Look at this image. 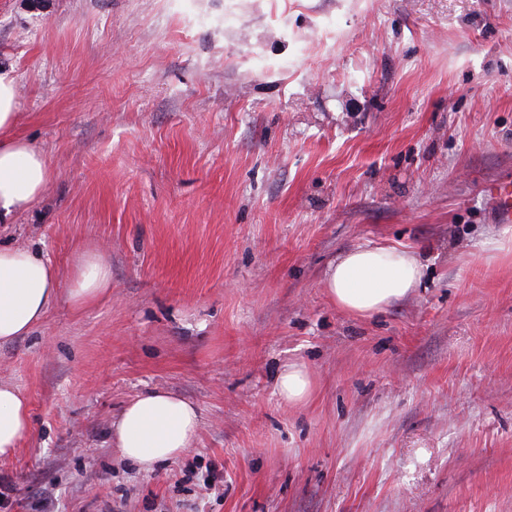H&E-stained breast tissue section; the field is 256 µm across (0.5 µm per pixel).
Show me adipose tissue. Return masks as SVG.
Instances as JSON below:
<instances>
[{
  "label": "adipose tissue",
  "mask_w": 512,
  "mask_h": 512,
  "mask_svg": "<svg viewBox=\"0 0 512 512\" xmlns=\"http://www.w3.org/2000/svg\"><path fill=\"white\" fill-rule=\"evenodd\" d=\"M16 109L15 80L0 71V222L27 209L50 178L44 155L13 134ZM424 268L422 256L413 249L361 246L329 263L324 286L339 308L369 316L420 288ZM110 287V269L96 256H84L65 281L48 258L25 247L0 246V341L29 334L60 297L81 306L104 296ZM311 389V374L301 363L284 365L276 378L279 397L290 404L304 402ZM199 427L193 403L149 391L124 406L112 424V435L125 458L150 471L190 448ZM30 430L26 397L15 385L0 382V460L14 456Z\"/></svg>",
  "instance_id": "adipose-tissue-1"
}]
</instances>
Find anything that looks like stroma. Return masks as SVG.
Listing matches in <instances>:
<instances>
[{"label": "stroma", "instance_id": "35a3bbf8", "mask_svg": "<svg viewBox=\"0 0 512 512\" xmlns=\"http://www.w3.org/2000/svg\"><path fill=\"white\" fill-rule=\"evenodd\" d=\"M0 70L51 170L0 244L112 275L0 343V512H512V0H0ZM365 245L426 269L356 317L323 272ZM151 390L201 427L146 473L111 428ZM490 193L495 200V218L502 224L512 223V183L494 186ZM111 287L109 267L94 255H86L79 262L75 273L68 280V300L81 306L107 294ZM312 389V377L302 363L292 362L283 366L276 378L279 397L289 404L304 402ZM31 426L26 397L15 385L0 382V460L16 454Z\"/></svg>", "mask_w": 512, "mask_h": 512}]
</instances>
